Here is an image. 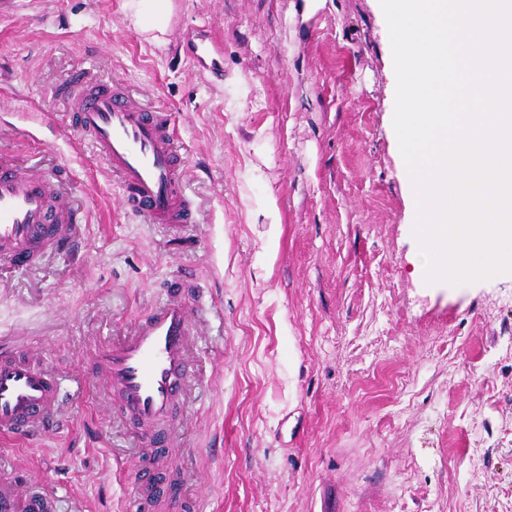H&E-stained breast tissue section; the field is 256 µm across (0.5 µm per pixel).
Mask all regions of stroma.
Returning <instances> with one entry per match:
<instances>
[{
    "instance_id": "stroma-1",
    "label": "stroma",
    "mask_w": 512,
    "mask_h": 512,
    "mask_svg": "<svg viewBox=\"0 0 512 512\" xmlns=\"http://www.w3.org/2000/svg\"><path fill=\"white\" fill-rule=\"evenodd\" d=\"M125 4L0 0V154L65 169L85 212L80 255L0 266V336L84 380L74 430L0 442V481L54 483L60 512H165L148 469L178 470L200 512H512V279L424 280L379 0L305 22L303 0H174L162 46ZM212 32L203 78L190 44ZM79 67L170 110L194 223L125 214L73 150L56 89ZM184 275L197 384L147 448L86 371Z\"/></svg>"
}]
</instances>
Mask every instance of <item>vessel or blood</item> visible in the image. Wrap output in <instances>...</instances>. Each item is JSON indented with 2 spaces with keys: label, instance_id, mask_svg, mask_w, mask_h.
I'll return each mask as SVG.
<instances>
[{
  "label": "vessel or blood",
  "instance_id": "obj_1",
  "mask_svg": "<svg viewBox=\"0 0 512 512\" xmlns=\"http://www.w3.org/2000/svg\"><path fill=\"white\" fill-rule=\"evenodd\" d=\"M74 124L102 166L119 177L126 210L177 230L193 219L182 185L183 158L167 109H146L119 82H97L86 70L59 86ZM62 185L43 167L0 159V262L34 266L72 251L79 227L61 202ZM174 282L165 300L139 316L122 339L102 347L90 366L107 409L125 430L153 441L186 404L194 382L193 309ZM68 385L50 370L0 348V436L29 442L69 428ZM45 481L26 488L0 481V512H58Z\"/></svg>",
  "mask_w": 512,
  "mask_h": 512
}]
</instances>
